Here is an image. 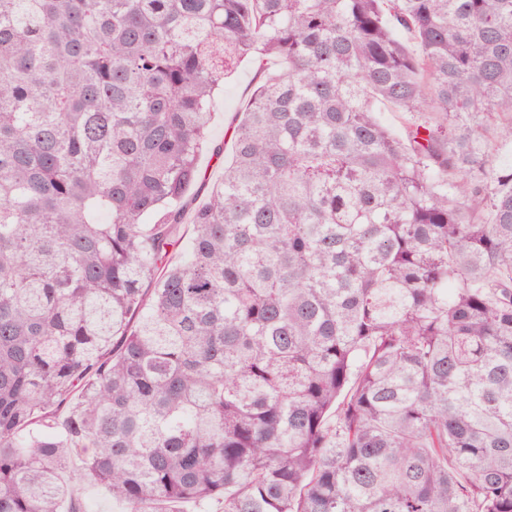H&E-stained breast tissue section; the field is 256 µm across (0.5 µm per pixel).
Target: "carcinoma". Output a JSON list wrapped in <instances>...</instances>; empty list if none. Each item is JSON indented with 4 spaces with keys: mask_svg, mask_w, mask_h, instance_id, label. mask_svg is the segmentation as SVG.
I'll return each instance as SVG.
<instances>
[{
    "mask_svg": "<svg viewBox=\"0 0 512 512\" xmlns=\"http://www.w3.org/2000/svg\"><path fill=\"white\" fill-rule=\"evenodd\" d=\"M503 144L512 0H0V512H512ZM258 80L256 69L250 63L243 62L232 75L224 79V90L218 93L215 98L211 110L214 113L209 137L212 147L223 144V162L224 156L226 159L231 157V141L227 131L238 119V112H242ZM211 158V152L208 150H204L201 159H200V167L203 171L206 170V179L207 181L203 184L198 183L195 186H193L190 190V195L195 198L196 202H202L210 189L212 188L213 184L216 183L223 172L221 166L215 165L216 159ZM87 512H122V509L112 503L111 497L101 488H89L83 491Z\"/></svg>",
    "mask_w": 512,
    "mask_h": 512,
    "instance_id": "1",
    "label": "carcinoma"
}]
</instances>
